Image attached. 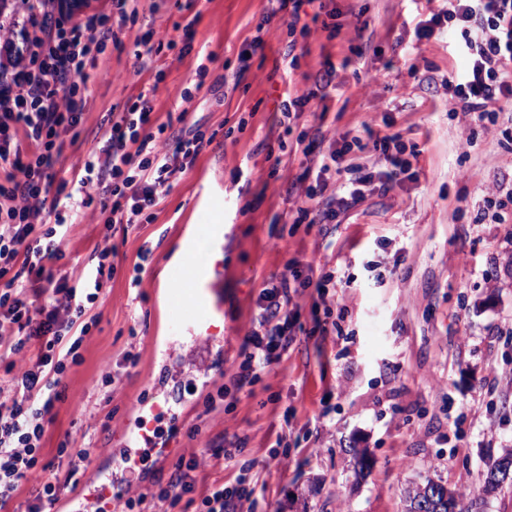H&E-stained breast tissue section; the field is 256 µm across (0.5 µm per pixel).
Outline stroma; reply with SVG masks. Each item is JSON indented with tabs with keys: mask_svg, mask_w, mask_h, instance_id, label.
Returning a JSON list of instances; mask_svg holds the SVG:
<instances>
[{
	"mask_svg": "<svg viewBox=\"0 0 512 512\" xmlns=\"http://www.w3.org/2000/svg\"><path fill=\"white\" fill-rule=\"evenodd\" d=\"M337 2L346 12L343 28L331 39L312 27L307 53L289 75L279 69L286 17L272 14L271 0H196L190 12L164 0L123 29V49L106 48L89 71L86 119L78 144L65 153L62 177L99 148L103 113L143 90L152 91L160 118L182 114L216 134L163 197L155 221L119 244L125 273L104 290L100 323L86 340L83 363L67 377V399L44 438L43 458L50 461L65 432L87 431L96 448L93 467L106 474L122 449L136 448L145 467L119 481L112 512H123L125 500L151 483L167 482L182 454H196L199 481L233 480L238 469L228 454L239 439L264 486L263 512H404L406 491L429 480L468 497L488 463L512 448V335L503 330L512 323V207L473 221L484 197L512 178V153L463 115L448 90L449 72L463 63L460 48L445 36L416 40L414 26L428 14L425 0ZM362 8L370 26L359 34L355 13ZM194 11L191 53L165 52L151 71L136 73V39L147 32L173 38L175 24H186ZM257 35L264 52L238 73V55ZM354 44L361 56H350ZM327 57L337 65L329 89L333 118L320 127L303 113L294 133L317 135L325 153L341 134L385 132L389 117L419 155L413 179L372 191L322 236L290 230L304 198L299 177L319 154L276 167L264 145L277 136L276 96L309 89ZM201 66L207 74L198 90ZM243 117L249 123L241 132ZM209 195L224 199V340L166 352L160 290L181 235L206 223L198 204ZM102 229L97 206L83 208L65 243L69 275L83 272L103 243ZM144 248L151 254L133 288L126 272ZM369 260L383 284L365 280ZM289 261L335 269L340 331L310 335L312 298L299 296L301 327L288 356L253 387L234 389L261 279ZM127 351L138 363L126 370L120 362ZM108 374L115 382L105 388ZM223 385L230 391L222 408L205 412V395ZM155 400L175 406L177 417L154 421L162 447L136 446V423ZM193 426L200 433L191 440ZM283 434L287 447H276ZM354 445L374 459L362 479L354 475Z\"/></svg>",
	"mask_w": 512,
	"mask_h": 512,
	"instance_id": "1",
	"label": "stroma"
}]
</instances>
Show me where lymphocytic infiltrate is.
<instances>
[{"label": "lymphocytic infiltrate", "instance_id": "obj_1", "mask_svg": "<svg viewBox=\"0 0 512 512\" xmlns=\"http://www.w3.org/2000/svg\"><path fill=\"white\" fill-rule=\"evenodd\" d=\"M139 0H112L110 8L92 0H0V371L9 375V390L0 395V512H8L18 490L37 470L46 476L26 504V512H49L65 487L94 462L91 443L65 433L57 455L66 471L43 462V439L67 393L71 367L83 362L87 336L99 322L94 310L102 290L120 274L113 238L139 224L152 223L154 209L213 142L199 125L173 130L159 121L152 99L139 93L122 111L109 112L99 150L88 153L72 178L58 177L67 143L76 142L85 119L87 66L107 46H121L120 27L136 22ZM288 13L289 41L285 69L297 68L298 40L311 25L329 35L340 30L341 12L334 0H278ZM448 32L464 49L466 67L449 74L448 89L463 113L483 128L495 129L499 146L512 150V118L500 123L501 100H512V0H447L445 8L415 27L416 39ZM336 77L324 60L312 91L283 93L274 113L284 134L280 155L310 154L317 140L286 134L311 102H323ZM168 143V150L157 147ZM402 132L369 137L340 136L335 149L322 155L312 170L305 199L293 227L327 226L362 202L367 192L387 191L410 169ZM363 152L378 155L371 169L358 160ZM98 204L107 243L95 263L78 280L62 270L64 244L81 208ZM335 271L285 265L262 279L255 313L240 346L236 387L257 383L279 364L294 340L300 320L299 292L314 289L311 335L336 331L332 319ZM25 357L16 368V357ZM254 461L235 479L197 489L196 458H178L166 484L128 498L125 512H146L151 500L168 512H235L252 500Z\"/></svg>", "mask_w": 512, "mask_h": 512}]
</instances>
